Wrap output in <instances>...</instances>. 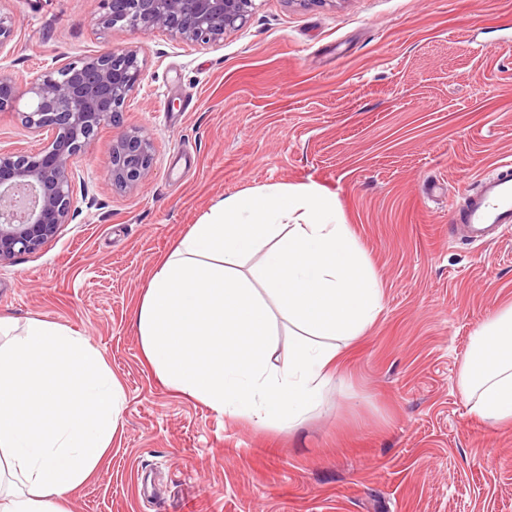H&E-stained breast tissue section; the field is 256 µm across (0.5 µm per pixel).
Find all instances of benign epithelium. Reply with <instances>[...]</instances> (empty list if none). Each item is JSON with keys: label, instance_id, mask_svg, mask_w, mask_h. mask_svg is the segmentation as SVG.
Returning <instances> with one entry per match:
<instances>
[{"label": "benign epithelium", "instance_id": "7a95c632", "mask_svg": "<svg viewBox=\"0 0 512 512\" xmlns=\"http://www.w3.org/2000/svg\"><path fill=\"white\" fill-rule=\"evenodd\" d=\"M99 23L140 36L162 32L191 44L216 43L247 21L253 0H100ZM16 19L0 8V52L13 40ZM144 80L133 45L64 60L22 83L0 69V115L11 114L51 138L35 150L0 151V264L37 253L74 215L75 167L99 130L123 112ZM30 96L27 109L19 102ZM151 137L133 128L112 140L103 161L105 178L133 190L155 167Z\"/></svg>", "mask_w": 512, "mask_h": 512}]
</instances>
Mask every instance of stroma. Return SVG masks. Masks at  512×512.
<instances>
[{"instance_id": "35a3bbf8", "label": "stroma", "mask_w": 512, "mask_h": 512, "mask_svg": "<svg viewBox=\"0 0 512 512\" xmlns=\"http://www.w3.org/2000/svg\"><path fill=\"white\" fill-rule=\"evenodd\" d=\"M17 21L0 68L31 77L135 44L145 77L76 166L75 213L0 265V315L87 336L125 405L72 512H512V427L471 414L456 372L512 303V233L461 236L450 206L512 160V0H255L197 45L97 22L98 0H0ZM140 127L153 174L105 178ZM333 195L383 309L319 407L290 430L162 386L135 313L161 257L221 200L265 187Z\"/></svg>"}]
</instances>
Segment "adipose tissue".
<instances>
[{
	"label": "adipose tissue",
	"instance_id": "1",
	"mask_svg": "<svg viewBox=\"0 0 512 512\" xmlns=\"http://www.w3.org/2000/svg\"><path fill=\"white\" fill-rule=\"evenodd\" d=\"M382 292L334 196L273 185L225 199L159 264L136 312L144 358L170 391L290 429L321 402ZM291 340L274 355L281 331ZM456 386L512 424V304L471 336ZM125 393L78 332L0 316V512H71L112 445Z\"/></svg>",
	"mask_w": 512,
	"mask_h": 512
}]
</instances>
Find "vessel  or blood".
Instances as JSON below:
<instances>
[{"instance_id":"1","label":"vessel or blood","mask_w":512,"mask_h":512,"mask_svg":"<svg viewBox=\"0 0 512 512\" xmlns=\"http://www.w3.org/2000/svg\"><path fill=\"white\" fill-rule=\"evenodd\" d=\"M455 223L465 225L471 241H483L490 228H512V161L503 160L479 181V191L467 207L455 211Z\"/></svg>"}]
</instances>
